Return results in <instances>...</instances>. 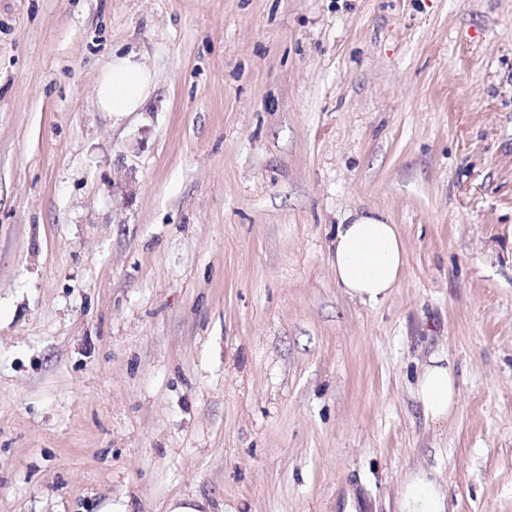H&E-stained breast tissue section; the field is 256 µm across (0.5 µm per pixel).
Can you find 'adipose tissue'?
Returning a JSON list of instances; mask_svg holds the SVG:
<instances>
[{"label": "adipose tissue", "mask_w": 512, "mask_h": 512, "mask_svg": "<svg viewBox=\"0 0 512 512\" xmlns=\"http://www.w3.org/2000/svg\"><path fill=\"white\" fill-rule=\"evenodd\" d=\"M153 84L151 72L136 55L113 56L100 74L95 97L101 111L120 115L139 111ZM336 284L351 298L376 304L397 288L405 267V248L397 225L370 211L336 226L332 255ZM457 381L439 357L422 368L415 396L427 417L444 422L457 402Z\"/></svg>", "instance_id": "ef3b65f1"}]
</instances>
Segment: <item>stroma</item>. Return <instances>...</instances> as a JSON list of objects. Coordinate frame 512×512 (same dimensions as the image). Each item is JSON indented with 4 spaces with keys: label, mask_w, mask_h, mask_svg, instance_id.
Returning <instances> with one entry per match:
<instances>
[{
    "label": "stroma",
    "mask_w": 512,
    "mask_h": 512,
    "mask_svg": "<svg viewBox=\"0 0 512 512\" xmlns=\"http://www.w3.org/2000/svg\"><path fill=\"white\" fill-rule=\"evenodd\" d=\"M116 52L155 79L119 118ZM368 210L406 250L377 304L331 266ZM350 477L512 512V0H0V512ZM152 84L151 72L135 54L112 55L95 86L98 107L112 116L139 111ZM443 359L433 356L422 368L415 396L424 414L435 422L448 421L457 402V381Z\"/></svg>",
    "instance_id": "35a3bbf8"
}]
</instances>
